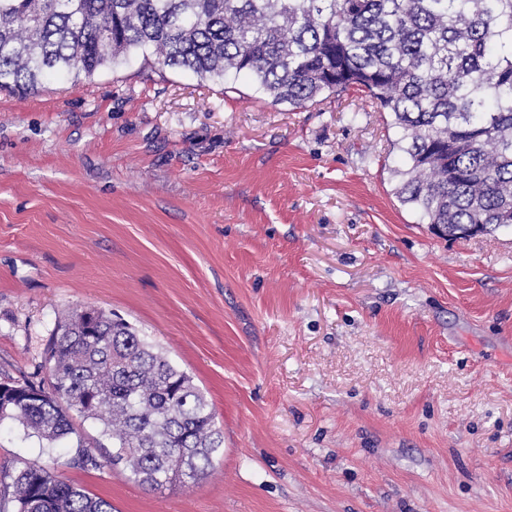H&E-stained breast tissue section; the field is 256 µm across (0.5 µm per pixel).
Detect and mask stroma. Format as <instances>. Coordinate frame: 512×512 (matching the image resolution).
<instances>
[{"instance_id":"1","label":"stroma","mask_w":512,"mask_h":512,"mask_svg":"<svg viewBox=\"0 0 512 512\" xmlns=\"http://www.w3.org/2000/svg\"><path fill=\"white\" fill-rule=\"evenodd\" d=\"M387 120L139 57L0 92V382L47 383L58 319L101 308L224 431L205 478L155 490L6 420L0 495L37 460L114 512H512V233L402 206Z\"/></svg>"}]
</instances>
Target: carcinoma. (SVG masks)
Segmentation results:
<instances>
[{
  "mask_svg": "<svg viewBox=\"0 0 512 512\" xmlns=\"http://www.w3.org/2000/svg\"><path fill=\"white\" fill-rule=\"evenodd\" d=\"M133 54L202 80L249 76L274 105L356 89L398 129L402 205L450 240L459 224H512V0H0V91L30 93L53 72L90 79ZM47 362V389L6 382L22 395L0 403V422L24 438L63 447L75 412L112 441L104 461L77 442L84 469L121 463L158 489L214 467L212 404L123 319L69 311ZM10 478L16 512H112L38 462Z\"/></svg>",
  "mask_w": 512,
  "mask_h": 512,
  "instance_id": "1",
  "label": "carcinoma"
}]
</instances>
